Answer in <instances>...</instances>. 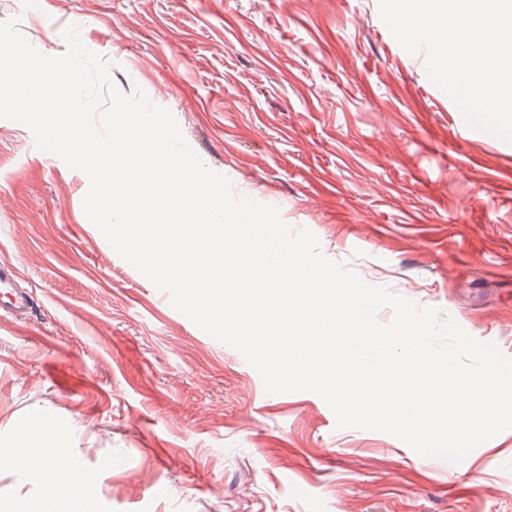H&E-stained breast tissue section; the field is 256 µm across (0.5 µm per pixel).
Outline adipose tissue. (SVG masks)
<instances>
[{
  "mask_svg": "<svg viewBox=\"0 0 512 512\" xmlns=\"http://www.w3.org/2000/svg\"><path fill=\"white\" fill-rule=\"evenodd\" d=\"M0 462L24 482H48L57 489L55 495L27 501L18 509L1 503L0 512H96L88 494L96 475L84 469L68 436L47 431L44 420L28 423L14 442L1 446Z\"/></svg>",
  "mask_w": 512,
  "mask_h": 512,
  "instance_id": "adipose-tissue-1",
  "label": "adipose tissue"
}]
</instances>
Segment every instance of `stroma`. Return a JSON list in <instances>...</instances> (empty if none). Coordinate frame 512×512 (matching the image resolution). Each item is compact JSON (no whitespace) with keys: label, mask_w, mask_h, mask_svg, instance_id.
I'll use <instances>...</instances> for the list:
<instances>
[{"label":"stroma","mask_w":512,"mask_h":512,"mask_svg":"<svg viewBox=\"0 0 512 512\" xmlns=\"http://www.w3.org/2000/svg\"><path fill=\"white\" fill-rule=\"evenodd\" d=\"M0 0L41 53L84 45L168 109L236 196L311 230L367 283L512 358V144L461 128L379 0ZM88 178L0 119V262L34 305L0 317V444L67 432L98 512H512V429L459 464L267 393L86 217Z\"/></svg>","instance_id":"obj_1"}]
</instances>
